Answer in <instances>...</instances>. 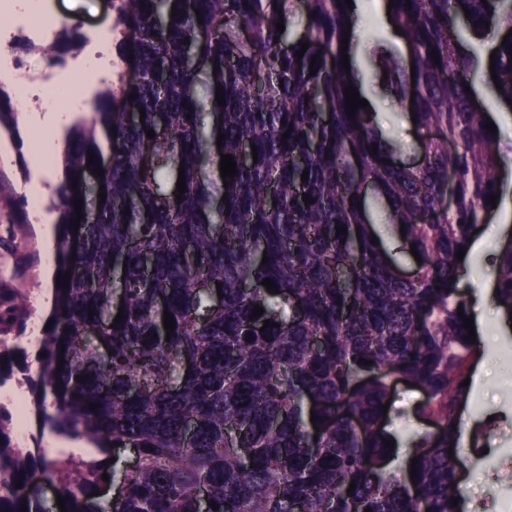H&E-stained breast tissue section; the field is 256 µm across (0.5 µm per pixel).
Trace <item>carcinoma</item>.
Instances as JSON below:
<instances>
[{
  "mask_svg": "<svg viewBox=\"0 0 512 512\" xmlns=\"http://www.w3.org/2000/svg\"><path fill=\"white\" fill-rule=\"evenodd\" d=\"M487 2L393 0L388 20L403 30L407 58L381 54L376 78L400 82L418 131H443L422 143L420 164L405 166L374 112L360 107L349 118L344 88L361 80L343 70L344 0H305L299 32L295 0H112V31L137 78L113 72L94 118L68 132L55 262L70 280L54 288L52 325L36 344L45 356L19 370L39 430L91 447L51 458L37 443L18 448L0 404V512L24 502L49 512L37 491L45 479L67 512H201V488L215 502L206 512L464 510L459 409L479 345L465 340L471 308L456 254L494 212L490 197L504 199L497 178L507 166L485 128L488 111L464 91L483 76L479 53L465 45L468 34L483 38L474 22L512 29V0ZM495 50L498 99L512 100V50ZM141 110L143 119L126 116ZM16 113L0 86V126L13 130ZM253 148L257 157L242 161ZM90 153L100 164L88 165ZM222 154L237 170L225 181ZM97 168L103 203L87 189ZM369 186L385 195L404 249L420 256L410 278L371 244L361 206ZM339 225L347 233H335ZM265 278L279 293L266 291ZM495 288L512 310V245L501 251ZM30 315L21 304L0 311V335L15 333L11 345L0 342V385L13 376L5 361L27 357ZM396 377L424 395L415 416L432 429L391 430Z\"/></svg>",
  "mask_w": 512,
  "mask_h": 512,
  "instance_id": "1",
  "label": "carcinoma"
}]
</instances>
